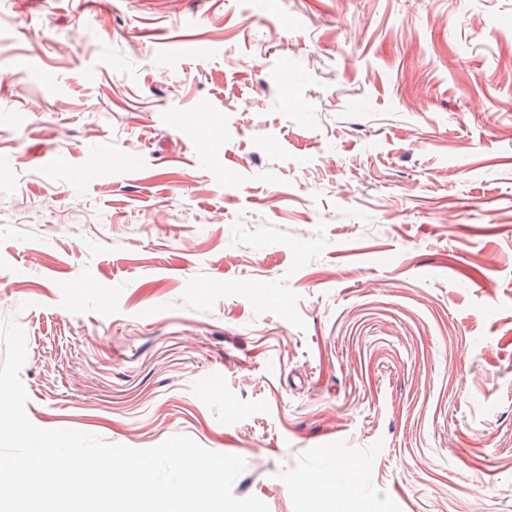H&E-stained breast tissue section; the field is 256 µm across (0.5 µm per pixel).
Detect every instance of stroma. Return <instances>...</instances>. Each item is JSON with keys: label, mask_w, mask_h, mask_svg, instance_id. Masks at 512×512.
Here are the masks:
<instances>
[{"label": "stroma", "mask_w": 512, "mask_h": 512, "mask_svg": "<svg viewBox=\"0 0 512 512\" xmlns=\"http://www.w3.org/2000/svg\"><path fill=\"white\" fill-rule=\"evenodd\" d=\"M12 318L40 428L512 512V0H0Z\"/></svg>", "instance_id": "1"}]
</instances>
